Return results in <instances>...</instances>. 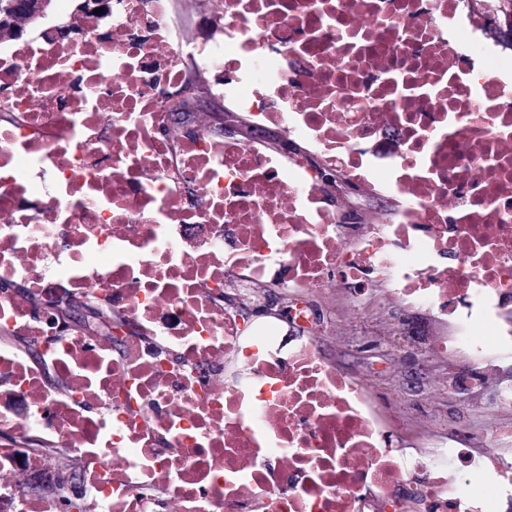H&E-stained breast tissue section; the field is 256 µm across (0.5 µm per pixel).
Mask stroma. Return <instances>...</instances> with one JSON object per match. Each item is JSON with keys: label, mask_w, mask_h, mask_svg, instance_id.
<instances>
[{"label": "stroma", "mask_w": 512, "mask_h": 512, "mask_svg": "<svg viewBox=\"0 0 512 512\" xmlns=\"http://www.w3.org/2000/svg\"><path fill=\"white\" fill-rule=\"evenodd\" d=\"M317 306L331 319L315 334L322 355L341 374L368 386L383 417L396 410L408 414L406 438L395 455L413 454L456 436L473 458L493 449L512 459V405L501 399L512 389V356L493 345L479 353L414 351L400 338L407 323H417L427 336L446 334L447 329L394 299L384 282L358 302L343 281H336ZM471 362L493 364L496 371L483 386L454 393V373Z\"/></svg>", "instance_id": "35a3bbf8"}]
</instances>
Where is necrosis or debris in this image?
I'll return each instance as SVG.
<instances>
[{"label":"necrosis or debris","mask_w":512,"mask_h":512,"mask_svg":"<svg viewBox=\"0 0 512 512\" xmlns=\"http://www.w3.org/2000/svg\"><path fill=\"white\" fill-rule=\"evenodd\" d=\"M176 0H103L67 40L0 46V512H62L31 493L58 455L89 512H430L512 498V460L447 446L394 458L403 417L310 336L242 327L222 295L292 294L287 322L342 272L478 352L512 353V53L490 0H223L196 41ZM198 77L254 126L391 203L368 217L297 157L224 139L169 106ZM69 302L131 324L122 351L63 324ZM481 480L453 491L460 476Z\"/></svg>","instance_id":"obj_1"}]
</instances>
